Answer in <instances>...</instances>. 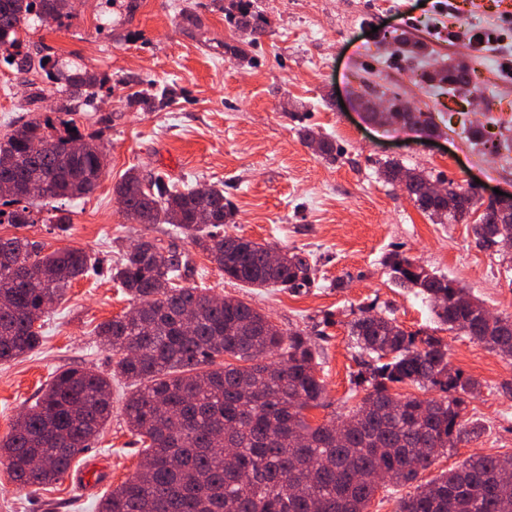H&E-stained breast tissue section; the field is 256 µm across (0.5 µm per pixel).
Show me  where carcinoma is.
I'll return each instance as SVG.
<instances>
[{
  "mask_svg": "<svg viewBox=\"0 0 512 512\" xmlns=\"http://www.w3.org/2000/svg\"><path fill=\"white\" fill-rule=\"evenodd\" d=\"M226 20L250 28L253 42L267 34V23L250 0H228ZM51 14L70 20L69 0H0V40L12 47L32 17ZM471 70L450 62L430 76L452 88L470 83ZM60 92L74 99L94 95V73L76 69L47 72ZM402 127L425 133L427 112L399 113ZM30 120L0 140V172L14 180V210L0 209V224L16 228L43 223L66 233L70 224L57 199L92 193L106 167L93 140L73 131L71 119ZM305 145L336 159L335 145L314 128L300 129ZM405 173L408 197L441 224L471 225L478 247L495 253L512 248V220L504 207L477 192L448 182V197L426 196L430 176L396 163L385 164L390 183ZM125 211L141 224H170L206 254L230 280L256 287L299 292L316 284L315 265L287 252L273 265L270 248L215 229L235 223L236 211L224 188L179 187L146 179L131 168L113 187ZM190 255L141 238L110 269L136 303L135 319L119 316L100 323L96 336L120 355L111 374L69 367L57 372L35 405L22 412L0 441V465L19 487L49 485L62 479L73 459L87 450L112 414V378L138 384L124 413L142 444L141 467L104 496L97 512H367L375 493L415 482L448 443L470 442L481 429L464 418L466 399L479 382L448 368V344L437 336L405 331L395 318L370 309L350 324L356 347L372 359L357 384L366 394L339 420L310 425L304 411L325 404L324 381L317 376L316 351L300 330L283 333L267 316L233 297H216L181 281ZM79 248L44 252L26 236L0 237V362L29 354L42 342L36 323L74 280L97 268ZM391 280L418 289L433 304L443 325L512 361V317L490 320L466 288L445 275L428 273L415 260L395 253L388 259ZM194 312L187 328L184 311ZM228 356L233 362L217 363ZM416 384L440 392L432 398L402 396L396 384ZM342 439H336V426ZM238 449V465L227 466L224 449ZM387 480L377 481V472ZM512 455H480L416 486L397 501L395 512H512Z\"/></svg>",
  "mask_w": 512,
  "mask_h": 512,
  "instance_id": "carcinoma-1",
  "label": "carcinoma"
}]
</instances>
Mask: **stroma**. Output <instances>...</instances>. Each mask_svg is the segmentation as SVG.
I'll use <instances>...</instances> for the list:
<instances>
[{"instance_id":"35a3bbf8","label":"stroma","mask_w":512,"mask_h":512,"mask_svg":"<svg viewBox=\"0 0 512 512\" xmlns=\"http://www.w3.org/2000/svg\"><path fill=\"white\" fill-rule=\"evenodd\" d=\"M269 33L250 45L224 18V0H74L70 25L35 18L17 47L0 49V138L12 125L57 117L67 95L39 68L18 73L14 61L50 57L59 68L103 75L105 85L72 118L79 133L103 149L107 166L90 195L64 206L72 228L22 229L0 224L46 251L81 248L101 262L77 279L42 319L35 351L0 363V439L20 411L35 403L54 374L83 366L102 373L116 362L96 326L124 314L131 301L109 270L141 237L190 253L186 285L249 303L281 330L304 331L318 353L324 406L306 410L318 425L364 396L355 380L365 356L349 335L361 310L395 317L412 333L448 345L451 366L479 383L466 416L481 436L441 453L420 473L427 482L472 455H512V362L437 323L429 303L394 286L385 258L400 253L461 283L492 313L512 316V250L479 248L467 225L429 219L381 169L394 160L433 180L512 192V0H252ZM493 34L494 48L481 47ZM422 41L418 57L402 53L399 37ZM450 59L468 65L470 88L449 92L428 73ZM167 86L166 103L131 104L134 93ZM431 113L433 131L416 134L371 122L360 105L366 87ZM315 127L340 150L336 161L302 143ZM189 186L218 185L235 207L238 235L282 251H301L315 264L316 285L293 294L247 288L225 278L169 224L128 220L112 193L128 169ZM112 384V416L86 456L60 481L19 488L0 466V512H95L99 500L140 463L123 401Z\"/></svg>"}]
</instances>
